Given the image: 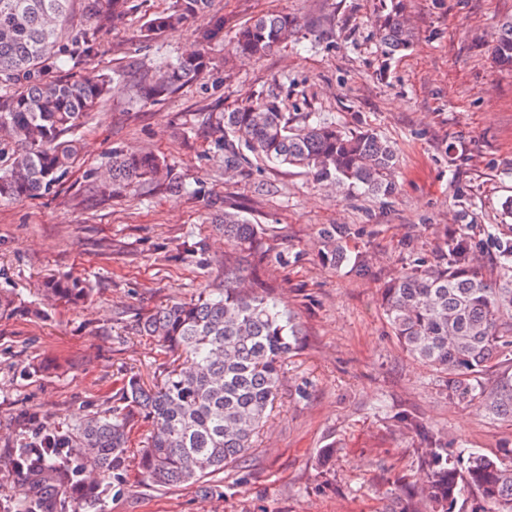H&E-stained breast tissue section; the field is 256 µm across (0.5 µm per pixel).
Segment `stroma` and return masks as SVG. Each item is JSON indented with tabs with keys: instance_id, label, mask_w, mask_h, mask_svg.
<instances>
[{
	"instance_id": "stroma-1",
	"label": "stroma",
	"mask_w": 512,
	"mask_h": 512,
	"mask_svg": "<svg viewBox=\"0 0 512 512\" xmlns=\"http://www.w3.org/2000/svg\"><path fill=\"white\" fill-rule=\"evenodd\" d=\"M390 2L213 0L190 28L146 44L137 33L171 0H129L102 53L63 66L71 78L131 60L147 71L192 50L194 30L224 20L203 78L146 105L133 101L128 83L115 85L82 119L81 152L52 190L0 203V290L15 298L11 314L0 316V499L20 502L30 491L24 474L4 470L22 416L69 424L110 410L122 377H161L156 343L137 326L158 307L222 287L231 249L215 220L229 204L264 225L265 277L299 323L303 346L288 360L254 451L220 475L217 491L161 487L132 471L102 512H388L395 479L418 467L420 439L398 423L403 413L443 432L449 452L474 448L512 463V422L448 402L436 375L403 352L380 308L383 284L406 263L435 260L441 228L465 227L485 268L512 239L502 208L512 197V69L493 57L512 0H403L414 38L392 56L377 24ZM267 10L298 14L305 26L262 58L228 60L238 29ZM267 93L285 111L391 141L395 195L335 192L292 167L226 178L215 120ZM116 148L166 156L187 193L146 186L95 196L93 175ZM259 182L266 192L255 193ZM324 224L352 228L348 245L363 255V274L319 261L314 243ZM52 274L88 279V301L58 305L42 287ZM329 446L336 454L324 472L318 456ZM243 469L251 473L245 486L237 482Z\"/></svg>"
}]
</instances>
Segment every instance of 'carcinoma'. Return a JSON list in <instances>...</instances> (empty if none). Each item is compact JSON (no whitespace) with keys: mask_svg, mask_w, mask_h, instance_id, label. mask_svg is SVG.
<instances>
[{"mask_svg":"<svg viewBox=\"0 0 512 512\" xmlns=\"http://www.w3.org/2000/svg\"><path fill=\"white\" fill-rule=\"evenodd\" d=\"M74 0H0V201L23 202L41 196L66 172L79 143L82 118L112 96V82L125 73L89 72L71 81L55 76L69 60H91L102 51L100 35L124 13L127 0H82V21L75 23ZM212 0H173L170 10L147 20L140 41L186 28L207 12ZM395 4L380 16L385 53L406 49L411 41ZM301 18L262 13L239 29L232 46L238 59L265 55L293 37ZM224 37L216 18L197 33L195 53L166 60L151 73L129 70L135 98L155 102L202 78L210 65L211 45ZM502 66L512 67V19L501 24L493 50ZM215 144L224 151V173L241 174L247 164L288 165L322 184L347 187L373 196L396 192L397 153L371 131L346 132L335 122L312 114L282 111L271 93L243 99L216 123ZM143 185L184 188L172 166L156 153L112 151L100 173L98 192L113 197ZM224 238L247 258L224 259V287L202 291L188 301L159 307L138 326L156 340L168 361L160 381L136 375L121 381L118 404L66 426L49 417H22L30 432L12 449L13 471L32 483L29 499L18 510L66 512L69 503L96 504L111 490L119 492L128 468L162 486L195 485L210 489L209 479L245 457L267 421L280 393L288 357L301 345V330L269 297L265 280L270 250L264 228L239 210L224 211ZM346 224H327L315 248L320 261L334 269L363 274L362 255L346 246ZM442 245L432 264L413 261L382 288L381 306L399 346L414 360L441 374L443 392L452 402L483 403L494 419L512 422V240L499 245L495 274L477 266V243L463 230L440 232ZM44 291L61 303L79 306L91 294L89 284L72 275L53 276ZM497 372L490 384L485 376ZM151 426L137 457L127 443L138 421ZM398 421L426 444L419 455L425 484L416 489L407 477L396 489L405 502L389 512H454L464 488L476 494L472 512H512V467L462 448L451 454L445 439L414 414Z\"/></svg>","mask_w":512,"mask_h":512,"instance_id":"obj_1","label":"carcinoma"}]
</instances>
